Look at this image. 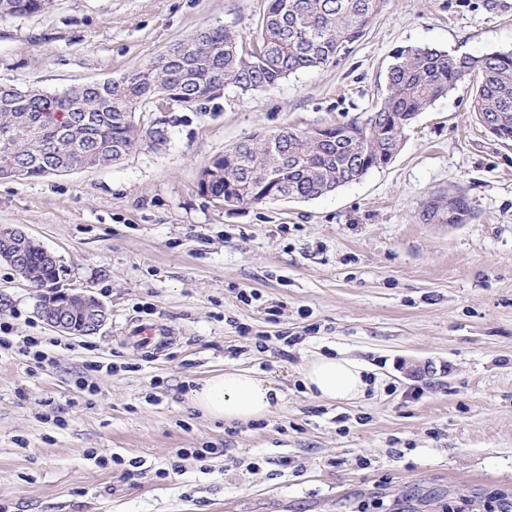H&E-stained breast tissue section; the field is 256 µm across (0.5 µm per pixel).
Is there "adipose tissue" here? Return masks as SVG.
I'll return each mask as SVG.
<instances>
[{
    "instance_id": "1",
    "label": "adipose tissue",
    "mask_w": 512,
    "mask_h": 512,
    "mask_svg": "<svg viewBox=\"0 0 512 512\" xmlns=\"http://www.w3.org/2000/svg\"><path fill=\"white\" fill-rule=\"evenodd\" d=\"M301 382L316 398L333 402L360 400L370 387L363 365L327 354L316 355L307 363ZM281 399L274 381L234 367L212 375L190 392L193 406L208 417L227 423L266 418Z\"/></svg>"
}]
</instances>
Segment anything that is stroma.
Listing matches in <instances>:
<instances>
[{
  "mask_svg": "<svg viewBox=\"0 0 512 512\" xmlns=\"http://www.w3.org/2000/svg\"><path fill=\"white\" fill-rule=\"evenodd\" d=\"M266 6L53 0L0 18V84L117 79L209 27L249 42ZM408 45L511 49L512 0H386L327 65L166 113L143 103L139 124L166 122L159 148L0 179V227L26 229L62 265L61 288L109 312L96 334L62 335L40 320L39 289L0 263V512H487L512 497V144L476 122L471 82L421 112L388 165L328 195L228 212L198 190L237 142L366 118ZM451 193L470 219L425 222ZM142 325L157 342L136 339ZM30 336L49 366L19 355ZM319 353L364 364L376 388L355 404L313 397L301 372ZM231 366L277 381L270 417L224 423L191 405Z\"/></svg>",
  "mask_w": 512,
  "mask_h": 512,
  "instance_id": "1",
  "label": "stroma"
}]
</instances>
